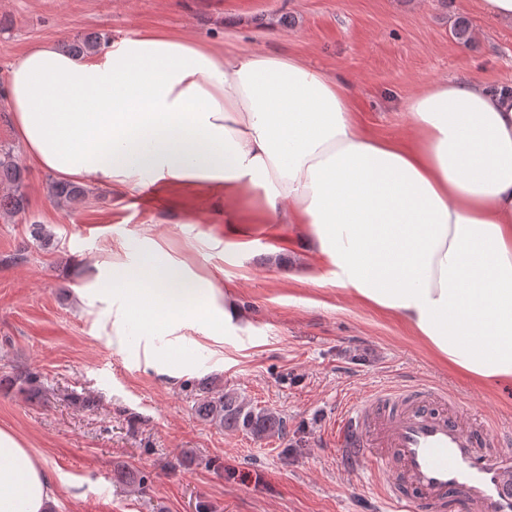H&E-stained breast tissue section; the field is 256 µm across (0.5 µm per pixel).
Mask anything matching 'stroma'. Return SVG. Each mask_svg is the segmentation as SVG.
<instances>
[{
    "instance_id": "1",
    "label": "stroma",
    "mask_w": 512,
    "mask_h": 512,
    "mask_svg": "<svg viewBox=\"0 0 512 512\" xmlns=\"http://www.w3.org/2000/svg\"><path fill=\"white\" fill-rule=\"evenodd\" d=\"M468 21L471 42L454 27ZM246 52L293 56L347 81L366 130L405 136L407 100L439 79L512 86V23L473 0H0V86L24 51L88 34L118 41L144 29ZM21 169L25 216L0 213V428L22 437L56 487L53 512H388L334 438L356 399L408 383L455 394L512 437V386L472 382L437 361L395 316L309 280L287 227L258 224L247 249L206 192L88 184L51 200L52 174L30 164L0 101V150ZM42 224L35 242L29 220ZM220 284L249 326L184 347L179 374L145 368L128 329L118 349L76 296L79 265L136 256L143 236ZM281 262L267 263L270 247ZM39 376L33 396L17 373ZM288 420L264 440L202 420L208 384ZM91 399L88 407L70 395Z\"/></svg>"
}]
</instances>
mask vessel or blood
<instances>
[{
  "instance_id": "b4317fda",
  "label": "vessel or blood",
  "mask_w": 512,
  "mask_h": 512,
  "mask_svg": "<svg viewBox=\"0 0 512 512\" xmlns=\"http://www.w3.org/2000/svg\"><path fill=\"white\" fill-rule=\"evenodd\" d=\"M439 397L411 384L355 401L337 435L346 460L389 512H512V451L457 405L431 408Z\"/></svg>"
}]
</instances>
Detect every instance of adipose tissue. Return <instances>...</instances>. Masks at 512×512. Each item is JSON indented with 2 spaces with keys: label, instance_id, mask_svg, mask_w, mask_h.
Here are the masks:
<instances>
[{
  "label": "adipose tissue",
  "instance_id": "adipose-tissue-1",
  "mask_svg": "<svg viewBox=\"0 0 512 512\" xmlns=\"http://www.w3.org/2000/svg\"><path fill=\"white\" fill-rule=\"evenodd\" d=\"M29 161L118 191L144 180L222 199L224 221L285 224L313 282L400 318L482 384L512 383V105L475 79L406 104L411 134H368L346 83L303 60L142 31L81 58L35 46L0 90ZM223 268L192 271L145 236L134 259L88 266L76 290L115 335L240 329ZM55 487L0 428V512H47Z\"/></svg>",
  "mask_w": 512,
  "mask_h": 512
}]
</instances>
